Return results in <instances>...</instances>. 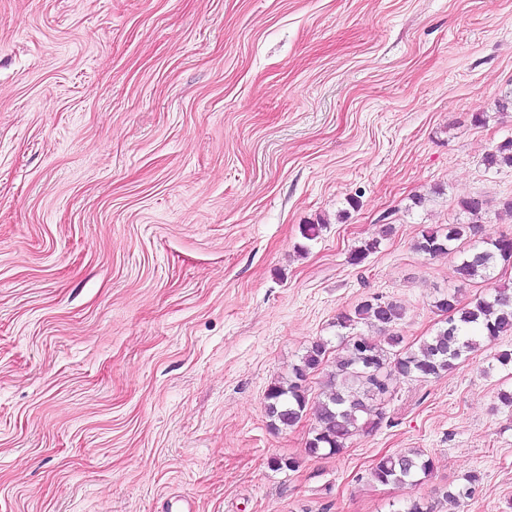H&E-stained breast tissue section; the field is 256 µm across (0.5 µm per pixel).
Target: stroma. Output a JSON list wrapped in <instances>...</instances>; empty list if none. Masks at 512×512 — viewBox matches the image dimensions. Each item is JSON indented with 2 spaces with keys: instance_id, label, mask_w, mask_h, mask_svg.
Here are the masks:
<instances>
[{
  "instance_id": "stroma-1",
  "label": "stroma",
  "mask_w": 512,
  "mask_h": 512,
  "mask_svg": "<svg viewBox=\"0 0 512 512\" xmlns=\"http://www.w3.org/2000/svg\"><path fill=\"white\" fill-rule=\"evenodd\" d=\"M510 137L512 0H0V512H506L512 335L393 376L337 456L264 404L361 301L416 344L479 294L415 244L469 197L512 233ZM414 448L429 476L371 482ZM484 162L488 168H512V138H507L498 143L489 153L486 154Z\"/></svg>"
}]
</instances>
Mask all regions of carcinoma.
Returning <instances> with one entry per match:
<instances>
[{"label": "carcinoma", "mask_w": 512, "mask_h": 512, "mask_svg": "<svg viewBox=\"0 0 512 512\" xmlns=\"http://www.w3.org/2000/svg\"><path fill=\"white\" fill-rule=\"evenodd\" d=\"M484 162L489 168H512V138L498 143ZM460 209L465 219L422 231L415 248L429 256L456 254L461 281L491 284L493 292L467 304L457 290L437 298L434 307L445 315L443 325L416 346H404L403 337L392 331L403 317V307L393 300L373 296L338 314V347L343 356L336 359L316 399L310 400L307 382L327 363L329 343L321 338L292 365L288 377L272 383L265 395V413L275 430L292 428L312 412L315 426L305 444L308 456L338 455L353 435L377 429L392 374L437 377L477 351L483 341L512 335V284L497 283V270L512 266V235L502 234L477 246L471 243V235L482 219L484 201L470 197L460 202ZM378 246L376 239L362 242L350 253V264H362ZM359 324L382 331L383 340L373 342L354 334ZM432 468L431 459L409 450L381 458L370 469V477L382 485L418 482Z\"/></svg>", "instance_id": "cac0c4a2"}]
</instances>
